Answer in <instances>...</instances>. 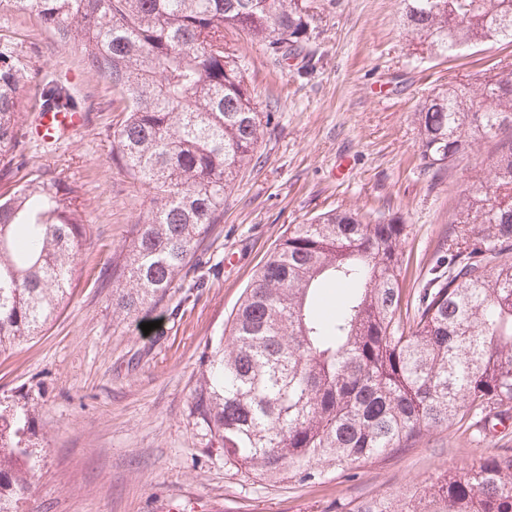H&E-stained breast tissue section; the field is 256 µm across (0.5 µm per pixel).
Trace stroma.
<instances>
[{
	"instance_id": "stroma-1",
	"label": "stroma",
	"mask_w": 512,
	"mask_h": 512,
	"mask_svg": "<svg viewBox=\"0 0 512 512\" xmlns=\"http://www.w3.org/2000/svg\"><path fill=\"white\" fill-rule=\"evenodd\" d=\"M307 3L314 21L306 59H278L228 33L271 121L180 279L163 301L131 316L112 311V267L152 191L117 162L113 133L125 104L85 62L79 36L59 42L34 13L0 9V35L17 43L32 72L19 106L26 135L0 166V192L62 170L92 228L66 308L41 336L0 356V404L33 416L38 512H336L337 503L411 491L512 448V425L507 436H491L492 418L434 432L353 478L274 482L226 465L190 413L204 347L230 329L245 289L293 225L334 209L405 224L400 280L405 300L416 303L433 275L447 271L459 202L496 151L495 140L478 137L469 157L433 178L415 112L434 89L475 84L512 63V43L434 55L408 32L403 0ZM48 86L89 115L86 128L52 146L27 135ZM147 322L154 328L146 333Z\"/></svg>"
}]
</instances>
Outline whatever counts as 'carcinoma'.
I'll list each match as a JSON object with an SVG mask.
<instances>
[{
	"label": "carcinoma",
	"mask_w": 512,
	"mask_h": 512,
	"mask_svg": "<svg viewBox=\"0 0 512 512\" xmlns=\"http://www.w3.org/2000/svg\"><path fill=\"white\" fill-rule=\"evenodd\" d=\"M36 13L83 53L126 104L113 133L122 168L154 196L117 265L115 311L160 302L224 213V193L257 153L264 113L226 32L275 57L303 51L305 0H0ZM420 44L448 54L512 40V0H407ZM29 68L0 37V163L16 146ZM420 148L438 178L471 132L498 139L489 172L460 205L437 275L402 313L406 225L331 210L296 224L269 254L229 336L205 346L191 414L224 460L255 478L313 484L403 455L432 431L512 404V67L419 106ZM74 190L47 170L0 194V355L40 335L72 296L91 226ZM348 289L318 313L323 284ZM28 410L0 408V512H23L33 484ZM342 512H512V448L447 471L425 489L351 501Z\"/></svg>",
	"instance_id": "1"
}]
</instances>
